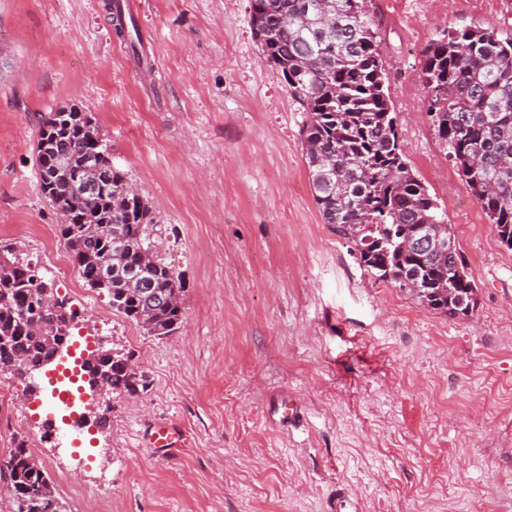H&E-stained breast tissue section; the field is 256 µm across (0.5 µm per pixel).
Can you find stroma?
<instances>
[{
  "instance_id": "1",
  "label": "stroma",
  "mask_w": 512,
  "mask_h": 512,
  "mask_svg": "<svg viewBox=\"0 0 512 512\" xmlns=\"http://www.w3.org/2000/svg\"><path fill=\"white\" fill-rule=\"evenodd\" d=\"M142 40L133 57L113 4ZM406 157L477 284L459 319L360 268L323 223L306 112L265 60L250 0H0V247L38 272L83 335L133 355L146 387L89 392L92 442L48 420L44 372L0 371V455L18 441L62 512H512V250L438 146L422 48L462 22L512 32V0H372ZM92 114L157 216L185 319L147 335L91 291L35 166L38 117ZM286 398L298 416L281 425ZM105 425H98L99 417ZM178 448L154 453L158 427Z\"/></svg>"
}]
</instances>
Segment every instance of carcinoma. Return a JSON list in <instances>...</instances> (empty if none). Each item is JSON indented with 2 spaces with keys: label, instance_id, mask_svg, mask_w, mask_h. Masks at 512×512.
<instances>
[{
  "label": "carcinoma",
  "instance_id": "1",
  "mask_svg": "<svg viewBox=\"0 0 512 512\" xmlns=\"http://www.w3.org/2000/svg\"><path fill=\"white\" fill-rule=\"evenodd\" d=\"M250 24L265 59L307 112L303 150L323 222L353 244L376 280L450 319L469 316L476 284L460 249L440 259L406 246L419 224H433L450 239L454 232L407 160L366 0H250ZM418 79L438 144L499 242L512 250V34L451 27L421 50ZM75 110L41 117L35 157L41 173L43 139L55 138V172L40 186L62 218L65 247L112 310L150 336H172L184 322L183 305L171 301L182 280L158 255L140 263L154 244L155 215L147 200L124 195L129 179L112 164L108 144L89 150L91 128ZM85 169L98 179L78 193L73 175ZM0 261V366L23 380L72 336L74 315L61 300L55 309L43 306L40 290L48 283L29 260L1 247ZM411 273L419 276L416 290L404 287ZM82 370L130 395L143 381L130 355L85 358ZM0 480L11 486L14 512H61L51 478L25 443L0 456Z\"/></svg>",
  "mask_w": 512,
  "mask_h": 512
}]
</instances>
